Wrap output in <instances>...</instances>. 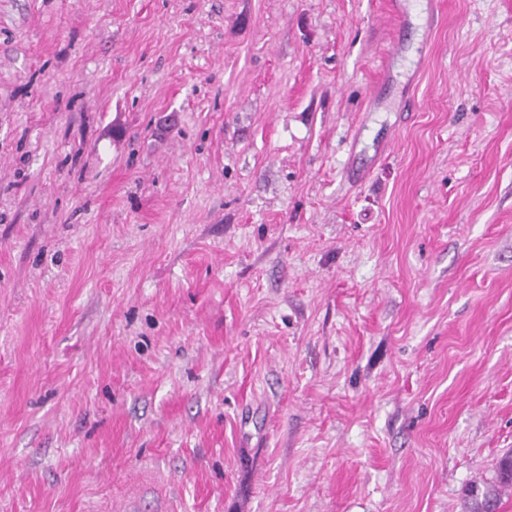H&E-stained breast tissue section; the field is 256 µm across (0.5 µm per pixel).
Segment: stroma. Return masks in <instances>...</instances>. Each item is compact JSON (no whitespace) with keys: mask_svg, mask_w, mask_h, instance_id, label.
I'll use <instances>...</instances> for the list:
<instances>
[{"mask_svg":"<svg viewBox=\"0 0 512 512\" xmlns=\"http://www.w3.org/2000/svg\"><path fill=\"white\" fill-rule=\"evenodd\" d=\"M404 4L0 0V512H463L493 477L512 0Z\"/></svg>","mask_w":512,"mask_h":512,"instance_id":"obj_1","label":"stroma"}]
</instances>
